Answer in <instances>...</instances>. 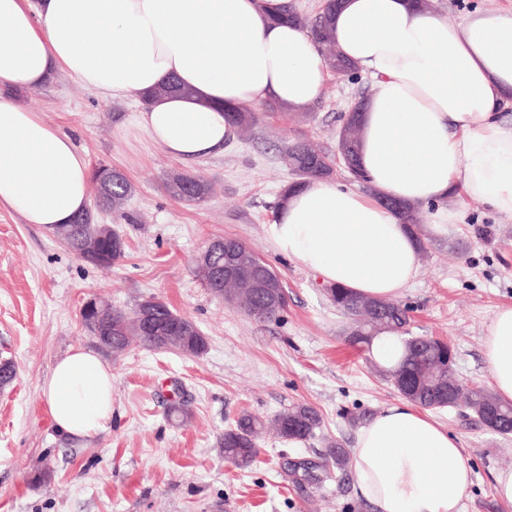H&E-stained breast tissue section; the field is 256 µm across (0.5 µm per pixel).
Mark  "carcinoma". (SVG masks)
Returning a JSON list of instances; mask_svg holds the SVG:
<instances>
[{"mask_svg": "<svg viewBox=\"0 0 512 512\" xmlns=\"http://www.w3.org/2000/svg\"><path fill=\"white\" fill-rule=\"evenodd\" d=\"M339 0H324L321 12L310 20L301 15L293 5H288L286 20L295 22L309 30L314 42L329 58L332 70L338 73H352V65L337 52L330 33L331 18ZM230 120L240 128L248 129L256 123L254 113L239 106L229 113ZM337 136L343 138L350 156L345 170L361 183L366 180L358 164L360 147V123L352 120L341 127ZM287 161L294 180L284 188L292 190L302 184L310 183L332 174L334 158L315 147L305 139H298L288 146ZM91 181L96 195L109 191L106 207L114 212L123 209L126 201L134 192V187L125 174L103 164L92 168ZM165 192L172 198L184 201L201 202L212 192L210 183L189 172H175L164 182ZM395 210L404 219L415 234H420L419 212L416 206L398 202ZM98 229L94 216L82 211L73 216L68 224L57 230V238L69 250H74L73 239L82 235H93ZM115 240L106 243L109 261L101 264L109 268L125 257L126 242L123 236L113 232ZM224 250L244 252L249 256L250 274L232 284L242 300L243 310L257 321L276 319L288 305V292L280 275L249 246L236 238H224ZM269 283L279 290V301L271 304L267 300L266 289L257 287L259 283ZM330 299L336 308L351 321L349 341L361 349L372 347L373 341L383 333L392 334L401 341V355L396 363L387 368L388 378L397 391L407 400L428 409L448 407V388H453L454 405L463 406L473 414L478 413L483 399L490 392L479 385H468L455 378L449 369L448 351L451 346L441 338L433 336H412L407 326L410 323L408 308L394 302L371 299L352 294L341 287H331ZM156 320L160 327L171 336L168 344H159L151 333H141L136 328L128 330L123 345L115 347L112 343L97 342V346L106 352H120L127 348L131 340L147 350L189 348V355H199L207 350V339L193 321L174 312L165 302L156 306ZM271 423L284 440L297 444L313 436L320 423V416L309 405H297L277 414ZM266 422L243 410L234 423L220 436V447L224 448V458L240 469L253 465L259 456L258 440ZM349 463V452L338 442L311 458L292 460L282 456L281 476L297 486L305 484L322 487L337 481L338 473L344 471Z\"/></svg>", "mask_w": 512, "mask_h": 512, "instance_id": "cac0c4a2", "label": "carcinoma"}]
</instances>
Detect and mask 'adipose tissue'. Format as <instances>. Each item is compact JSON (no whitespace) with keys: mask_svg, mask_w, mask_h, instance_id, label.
<instances>
[{"mask_svg":"<svg viewBox=\"0 0 512 512\" xmlns=\"http://www.w3.org/2000/svg\"><path fill=\"white\" fill-rule=\"evenodd\" d=\"M286 0H0V88L35 91L61 73L108 99L152 95L138 124L166 155L194 161L236 134L232 108L318 100L330 64ZM332 36L371 90L359 164L375 190L332 180L293 189L267 234L277 251L353 293L399 296L419 247L387 196L425 209L439 234L469 203L512 216V10L451 23L416 0H343ZM178 78L185 91L156 96ZM90 170L66 133L18 101H0V206L56 229L89 204ZM494 395L512 403V306L482 341ZM42 394L56 429L88 439L112 422V369L78 347ZM377 512H461L473 469L447 427L410 402L361 426L351 454Z\"/></svg>","mask_w":512,"mask_h":512,"instance_id":"ef3b65f1","label":"adipose tissue"}]
</instances>
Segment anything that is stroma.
<instances>
[{
	"label": "stroma",
	"mask_w": 512,
	"mask_h": 512,
	"mask_svg": "<svg viewBox=\"0 0 512 512\" xmlns=\"http://www.w3.org/2000/svg\"><path fill=\"white\" fill-rule=\"evenodd\" d=\"M369 90L366 78L331 75L307 111L256 107L249 134L188 163L151 144L137 123V99H106L63 74L17 96L69 134L88 165L120 168L135 191L121 212L97 216L127 245L108 269L77 260L40 225L0 206V357L17 367L13 384L0 388V512H373L354 473L341 488L301 490L279 474L281 455L310 456L336 441L353 448L357 429L346 412L370 418L401 396L374 355L349 344L350 321L321 278L276 252L266 233L292 180L285 148L307 138L334 153L344 113ZM175 171L211 182L208 199L167 196L162 183ZM421 229L419 273L397 298L410 310L408 330L448 339L456 375L490 386L481 340L494 312L512 305V217L473 202L467 223L450 232L435 234L426 223ZM218 236L240 239L280 274L288 307L279 319L248 317L197 276L196 256ZM149 296L194 321L206 352L133 345L105 354L111 426L84 442L61 435L41 387L70 348L96 346L80 316L83 302L97 297L128 311ZM176 398L189 408L187 422L167 417ZM299 404L321 415L308 442L269 432L256 465L242 470L225 460L218 440L240 411L269 418ZM434 416L473 468L462 512H512L494 490L496 472L512 468V436L465 423L454 409Z\"/></svg>",
	"instance_id": "35a3bbf8"
}]
</instances>
